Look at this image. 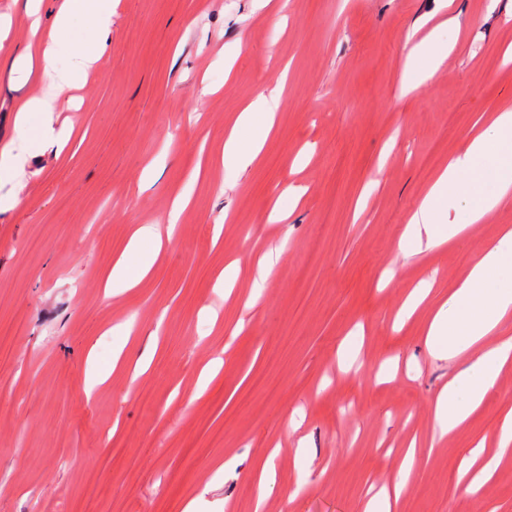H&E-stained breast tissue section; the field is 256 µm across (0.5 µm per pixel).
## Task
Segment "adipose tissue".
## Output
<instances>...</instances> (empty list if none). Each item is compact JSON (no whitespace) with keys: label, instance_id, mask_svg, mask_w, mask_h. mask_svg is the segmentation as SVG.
Instances as JSON below:
<instances>
[{"label":"adipose tissue","instance_id":"adipose-tissue-1","mask_svg":"<svg viewBox=\"0 0 512 512\" xmlns=\"http://www.w3.org/2000/svg\"><path fill=\"white\" fill-rule=\"evenodd\" d=\"M42 0H25L31 32L40 33L36 47H24L18 60L36 70L42 84L39 94L21 101L16 123L43 146H61L54 128L55 114L76 101L81 89L108 48L112 29V0H61L49 28L40 20ZM94 32L93 44L75 41V22ZM70 43V64L59 69L56 57ZM448 49L425 38L411 50L404 69V85L412 90L431 78L443 65ZM279 90L260 94L236 116L224 141L222 163L236 171L254 164L274 126ZM472 201L466 224L448 221V202L459 193ZM512 197V107L495 112L487 130L469 134L460 151L437 169L410 216L398 246L419 253L457 241L467 226L489 222L503 202ZM159 247L156 225L141 224L113 262L104 284L106 294L133 288L148 272L152 259L145 246ZM512 317V229L484 248L480 256L448 290L424 329L431 354L462 358L464 366L438 392L433 406V429L452 436L483 406L496 390L502 373L512 366V337L499 336L502 322ZM512 451V411L499 422L493 440L478 439L462 460L456 490L463 497L477 494L495 475L503 456ZM409 444L398 478L383 484L366 502L364 512H398L408 476L417 458Z\"/></svg>","mask_w":512,"mask_h":512}]
</instances>
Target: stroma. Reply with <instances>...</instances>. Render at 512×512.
I'll list each match as a JSON object with an SVG mask.
<instances>
[{
	"instance_id": "35a3bbf8",
	"label": "stroma",
	"mask_w": 512,
	"mask_h": 512,
	"mask_svg": "<svg viewBox=\"0 0 512 512\" xmlns=\"http://www.w3.org/2000/svg\"><path fill=\"white\" fill-rule=\"evenodd\" d=\"M24 2L0 0L12 17L0 45V147L27 154L22 178L0 172V199H21L0 210V380L15 385L0 391V512H85L93 481L116 501L148 500L150 512H183L192 499L198 512H254L255 477L270 459L263 512H363L369 487L397 477L413 438L424 451L401 512H512V455L481 495L454 488L471 442L492 435L512 407V366L477 417L432 443L435 397L462 361L431 355L423 336L434 302L512 226V202L457 243L398 249L431 179L424 158L446 161L512 104V0H450L453 22L436 33L448 57L410 92L405 62L437 0H115L107 52L76 106L56 115L71 128L59 152L15 127L16 106L41 87L12 68L31 38ZM280 84L261 158L225 170L237 112ZM451 112L459 124L438 139ZM292 182L307 193L286 222H270ZM184 193L189 204L151 271L104 296L100 283L134 225L169 224ZM65 224L85 225V238L66 237ZM319 238L328 248L316 254ZM271 243L283 255L244 312L250 276L229 295L217 281L231 260L247 270ZM312 263L323 286L310 294L302 275ZM426 279L428 302L395 325L406 292ZM304 304L306 321L273 349L269 337ZM353 337L362 341L358 372L338 355ZM217 358V375L197 393ZM93 363L105 383L57 391ZM160 370L171 379L157 412L138 390ZM256 375L279 394L250 390ZM157 437L168 450L141 477L119 458L86 467L111 442L135 448ZM230 457L234 477H217Z\"/></svg>"
}]
</instances>
